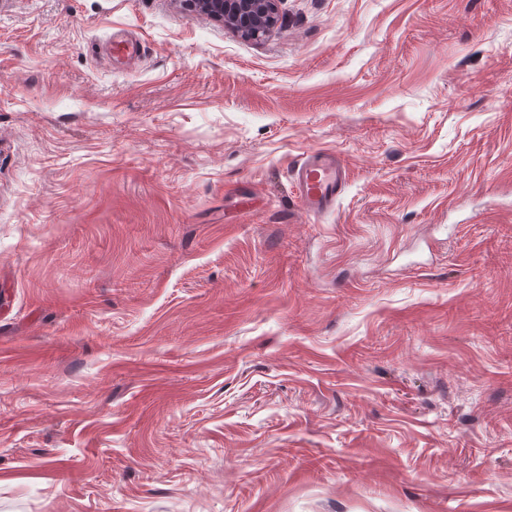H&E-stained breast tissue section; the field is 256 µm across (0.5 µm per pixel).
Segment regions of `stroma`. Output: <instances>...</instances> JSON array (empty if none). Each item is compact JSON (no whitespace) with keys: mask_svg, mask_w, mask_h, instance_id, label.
Here are the masks:
<instances>
[{"mask_svg":"<svg viewBox=\"0 0 512 512\" xmlns=\"http://www.w3.org/2000/svg\"><path fill=\"white\" fill-rule=\"evenodd\" d=\"M0 512H512V0H0ZM212 20L224 24L242 38L260 41L269 37L279 22L281 0H184ZM347 180V169L336 153L315 151L296 169V185L305 211L333 210Z\"/></svg>","mask_w":512,"mask_h":512,"instance_id":"1","label":"stroma"}]
</instances>
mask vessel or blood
<instances>
[{
    "label": "vessel or blood",
    "instance_id": "vessel-or-blood-1",
    "mask_svg": "<svg viewBox=\"0 0 512 512\" xmlns=\"http://www.w3.org/2000/svg\"><path fill=\"white\" fill-rule=\"evenodd\" d=\"M347 180V169L336 153L315 151L296 169L303 209L312 214L333 210Z\"/></svg>",
    "mask_w": 512,
    "mask_h": 512
}]
</instances>
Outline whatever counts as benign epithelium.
I'll return each mask as SVG.
<instances>
[{
    "mask_svg": "<svg viewBox=\"0 0 512 512\" xmlns=\"http://www.w3.org/2000/svg\"><path fill=\"white\" fill-rule=\"evenodd\" d=\"M281 0H184V4L224 24L242 38L260 41L279 22Z\"/></svg>",
    "mask_w": 512,
    "mask_h": 512,
    "instance_id": "obj_1",
    "label": "benign epithelium"
}]
</instances>
